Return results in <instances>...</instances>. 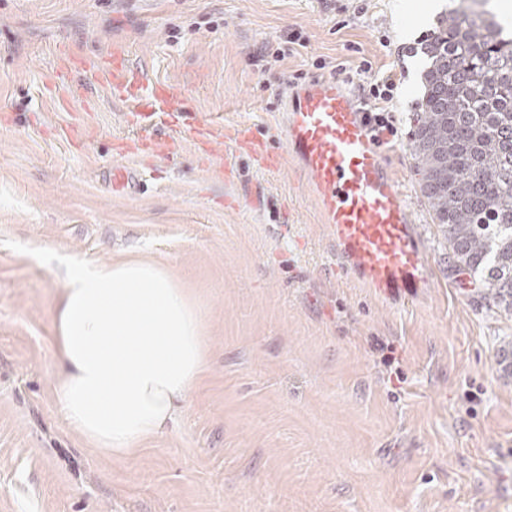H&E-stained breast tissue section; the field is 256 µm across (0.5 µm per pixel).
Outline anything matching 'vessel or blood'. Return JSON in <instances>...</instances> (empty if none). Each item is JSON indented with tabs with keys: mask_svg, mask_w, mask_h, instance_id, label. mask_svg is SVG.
<instances>
[{
	"mask_svg": "<svg viewBox=\"0 0 512 512\" xmlns=\"http://www.w3.org/2000/svg\"><path fill=\"white\" fill-rule=\"evenodd\" d=\"M101 76L113 97L125 103L129 127L155 153L165 150L159 131L177 122L207 144L220 134L219 128L195 116L177 115L173 89L147 83L123 48H113ZM284 115L288 148L316 191L340 250L342 270L384 293L415 295L428 282V256L404 193L363 120L361 105L342 83L313 80L292 91ZM234 140L259 169L279 168L281 155L250 130H235Z\"/></svg>",
	"mask_w": 512,
	"mask_h": 512,
	"instance_id": "vessel-or-blood-1",
	"label": "vessel or blood"
}]
</instances>
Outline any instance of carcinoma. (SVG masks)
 <instances>
[{"mask_svg":"<svg viewBox=\"0 0 512 512\" xmlns=\"http://www.w3.org/2000/svg\"><path fill=\"white\" fill-rule=\"evenodd\" d=\"M480 2L448 0L421 43L411 150L448 256L512 317V21Z\"/></svg>","mask_w":512,"mask_h":512,"instance_id":"obj_1","label":"carcinoma"}]
</instances>
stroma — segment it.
<instances>
[{
    "label": "stroma",
    "mask_w": 512,
    "mask_h": 512,
    "mask_svg": "<svg viewBox=\"0 0 512 512\" xmlns=\"http://www.w3.org/2000/svg\"><path fill=\"white\" fill-rule=\"evenodd\" d=\"M438 0H0V512H512V318L457 267L419 190V40ZM305 48L274 58L288 37ZM125 45L176 106L283 152L257 169L233 140L122 153L125 107L69 55ZM393 73L383 160L428 255V285L385 297L332 275L331 231L282 101L337 59ZM137 168L138 191L112 190ZM141 259L204 313L207 364L176 422L133 455L63 419L54 308L63 262Z\"/></svg>",
    "instance_id": "stroma-1"
}]
</instances>
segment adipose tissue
<instances>
[{
  "label": "adipose tissue",
  "instance_id": "adipose-tissue-1",
  "mask_svg": "<svg viewBox=\"0 0 512 512\" xmlns=\"http://www.w3.org/2000/svg\"><path fill=\"white\" fill-rule=\"evenodd\" d=\"M56 322L57 402L108 453L166 432L206 366L199 308L152 263L69 260Z\"/></svg>",
  "mask_w": 512,
  "mask_h": 512
}]
</instances>
